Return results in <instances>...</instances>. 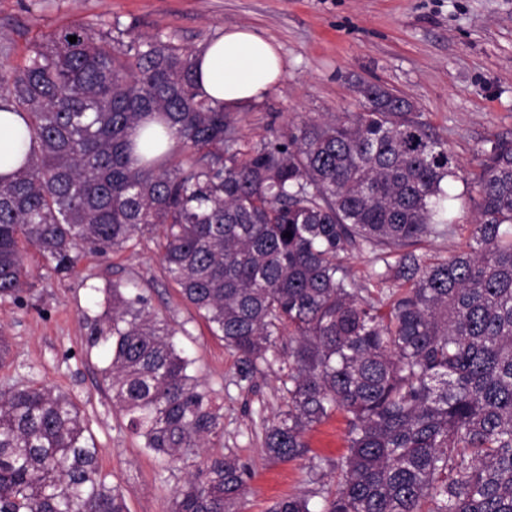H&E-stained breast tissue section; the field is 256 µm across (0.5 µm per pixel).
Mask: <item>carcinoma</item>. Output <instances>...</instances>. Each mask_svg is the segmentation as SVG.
<instances>
[{
	"instance_id": "1",
	"label": "carcinoma",
	"mask_w": 512,
	"mask_h": 512,
	"mask_svg": "<svg viewBox=\"0 0 512 512\" xmlns=\"http://www.w3.org/2000/svg\"><path fill=\"white\" fill-rule=\"evenodd\" d=\"M194 57L81 24L0 67V111L25 117L32 145L0 176V300L32 286L25 244L67 275L147 235L237 354L240 380L288 337V405L265 428L267 457L301 458L313 426L347 420L321 510L290 496L268 512H512V140L481 148L471 242L428 262L417 246L451 227L446 187L460 167L413 102L362 85V111L243 147L230 113L200 97ZM147 124L167 148L140 161ZM363 249L402 292L363 295L340 263ZM95 292L104 310L86 347L102 352L112 406L166 467L191 466L224 422L177 330L134 284ZM86 432L69 394L0 388V512H127ZM249 477L235 456L210 458L170 512H235Z\"/></svg>"
}]
</instances>
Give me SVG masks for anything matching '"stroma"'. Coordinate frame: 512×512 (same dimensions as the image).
<instances>
[{
  "label": "stroma",
  "mask_w": 512,
  "mask_h": 512,
  "mask_svg": "<svg viewBox=\"0 0 512 512\" xmlns=\"http://www.w3.org/2000/svg\"><path fill=\"white\" fill-rule=\"evenodd\" d=\"M88 21L192 51L240 25L274 40L284 63L281 80L262 100L232 114L238 136L253 143L292 123L361 111L362 82L410 99L461 168L448 185L450 230L418 248L431 261L456 254L470 236L469 183L479 172V150L486 141L512 138V0H0V65H23L35 42ZM27 263L31 291L16 302L0 301V333L14 357L0 368V385L24 379L70 394L99 450L100 467L129 512H168L188 470L164 469L143 450L112 406L97 354L86 351L87 320L97 312L91 291L115 281L138 283L155 311L178 327V347L193 359L194 375L223 414L224 432L203 457L232 454L253 472L239 512H267L280 498L322 497L335 489L337 465L347 453L343 414L307 433L309 456L288 462L266 457L263 428L288 401L287 362L271 356L251 383L239 381L236 354L166 278L151 240H133L107 257L85 255L66 276L54 274L36 251H29ZM315 456L323 464L314 477Z\"/></svg>",
  "instance_id": "1"
}]
</instances>
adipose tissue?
Masks as SVG:
<instances>
[{
  "mask_svg": "<svg viewBox=\"0 0 512 512\" xmlns=\"http://www.w3.org/2000/svg\"><path fill=\"white\" fill-rule=\"evenodd\" d=\"M196 57L200 95L229 112L262 99L283 74L279 45L246 26L225 29ZM23 128L21 117L0 111V175L10 173L31 150L29 141L20 136Z\"/></svg>",
  "mask_w": 512,
  "mask_h": 512,
  "instance_id": "1",
  "label": "adipose tissue"
}]
</instances>
